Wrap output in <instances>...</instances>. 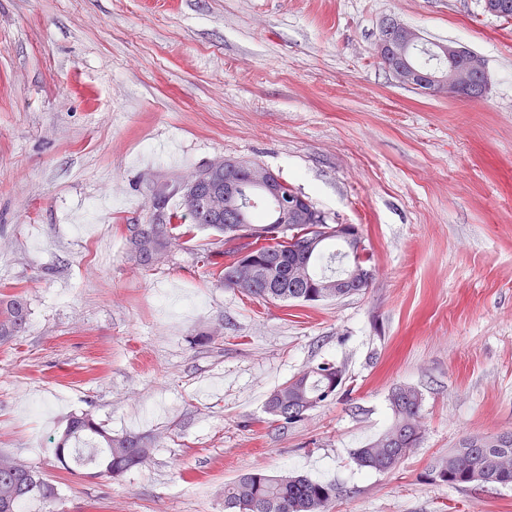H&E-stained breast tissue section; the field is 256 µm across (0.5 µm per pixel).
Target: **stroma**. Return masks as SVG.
<instances>
[{
    "label": "stroma",
    "instance_id": "obj_1",
    "mask_svg": "<svg viewBox=\"0 0 512 512\" xmlns=\"http://www.w3.org/2000/svg\"><path fill=\"white\" fill-rule=\"evenodd\" d=\"M389 18L482 56L488 94L400 85L375 55ZM228 156L357 225L369 286L242 295L209 276L206 230L135 267L124 230L153 223L156 187ZM10 287L30 325L0 346V455L52 489L28 512H224L225 483L258 468L335 483L328 512H512V486L432 472L463 438L512 430V21L483 0H0ZM323 362L343 372L333 401L267 414ZM401 385L422 397L420 444L359 468ZM81 411L149 441L146 461L62 469L51 441Z\"/></svg>",
    "mask_w": 512,
    "mask_h": 512
}]
</instances>
